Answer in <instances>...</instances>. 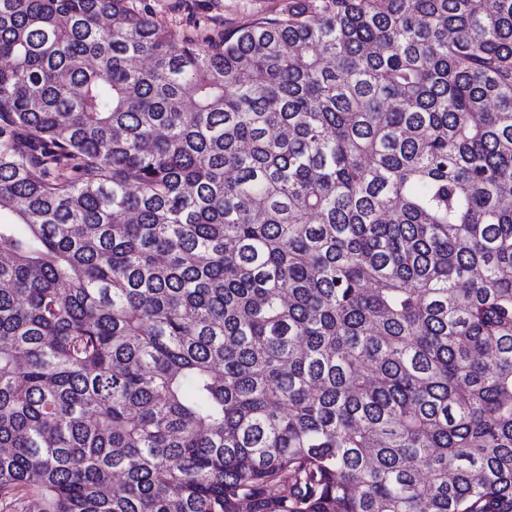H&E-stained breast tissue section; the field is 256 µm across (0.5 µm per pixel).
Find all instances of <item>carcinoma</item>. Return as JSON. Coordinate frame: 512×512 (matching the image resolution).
<instances>
[{
    "label": "carcinoma",
    "instance_id": "1",
    "mask_svg": "<svg viewBox=\"0 0 512 512\" xmlns=\"http://www.w3.org/2000/svg\"><path fill=\"white\" fill-rule=\"evenodd\" d=\"M0 59V512H512V0Z\"/></svg>",
    "mask_w": 512,
    "mask_h": 512
}]
</instances>
